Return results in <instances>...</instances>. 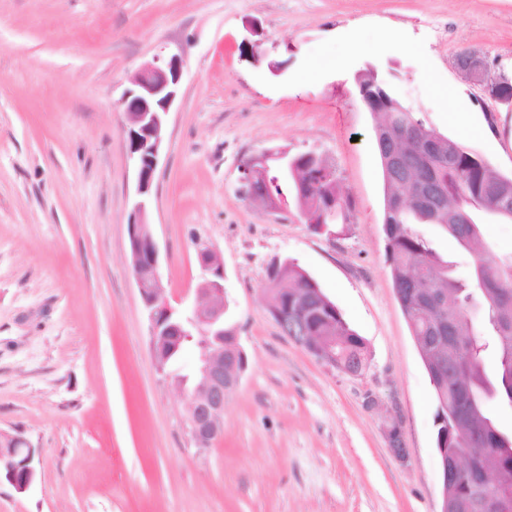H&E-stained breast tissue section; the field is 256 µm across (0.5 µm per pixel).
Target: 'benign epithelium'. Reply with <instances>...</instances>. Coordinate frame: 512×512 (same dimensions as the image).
Segmentation results:
<instances>
[{
	"label": "benign epithelium",
	"instance_id": "benign-epithelium-1",
	"mask_svg": "<svg viewBox=\"0 0 512 512\" xmlns=\"http://www.w3.org/2000/svg\"><path fill=\"white\" fill-rule=\"evenodd\" d=\"M456 64L465 77L482 86L490 98L512 106V77L503 74L494 80L487 79L486 61L475 51L458 56ZM182 65L180 51L155 56L152 62L135 73L131 88L126 90L121 101L126 115L122 131L135 165L138 196L134 204V220L129 224L132 269L148 310L153 337L160 332L159 327L165 317L177 309L164 298L158 247L143 217L166 140L168 114L178 96ZM271 172L282 176L288 172L287 151L268 150L248 158L241 166L242 195L256 197L259 194L256 182H267ZM198 260L202 278L196 288V296L200 302L180 309L186 318L185 325L172 324L162 332L199 350L193 382L189 385L184 379L182 384L186 385L189 400L187 430L196 448L204 450L223 431L225 397L239 384L246 369V360H238L243 350L236 335L230 340V356L224 353L223 262L205 244L198 249ZM274 321L283 334L316 359L336 366V351L329 346H318L305 336L302 317L277 310ZM383 433L393 457L402 464L407 463L401 416L395 404L386 413ZM441 454L443 484L446 485L448 475L461 471L463 456L446 448L441 449ZM36 478L35 449L22 436L0 431V485L7 484L17 493L24 494L34 487ZM510 485L512 472L500 471L484 497V512H498L499 491Z\"/></svg>",
	"mask_w": 512,
	"mask_h": 512
}]
</instances>
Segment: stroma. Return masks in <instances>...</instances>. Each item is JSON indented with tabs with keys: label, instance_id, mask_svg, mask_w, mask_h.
Returning a JSON list of instances; mask_svg holds the SVG:
<instances>
[{
	"label": "stroma",
	"instance_id": "35a3bbf8",
	"mask_svg": "<svg viewBox=\"0 0 512 512\" xmlns=\"http://www.w3.org/2000/svg\"><path fill=\"white\" fill-rule=\"evenodd\" d=\"M177 49L147 220L173 306L196 297L197 241L219 252L247 357L202 453L185 392L156 369L130 266L120 107L132 76ZM472 50L490 77L512 74V0H0V430L30 442L38 471L28 493L0 486V512H440L433 390L392 286L355 76L373 69L427 128L510 177L512 107L457 70ZM457 103L476 128L453 123ZM269 149L326 159L346 221L317 232L297 206L241 197L242 161ZM285 261L364 340L362 376L271 318L268 271ZM393 405L405 464L382 430Z\"/></svg>",
	"mask_w": 512,
	"mask_h": 512
}]
</instances>
